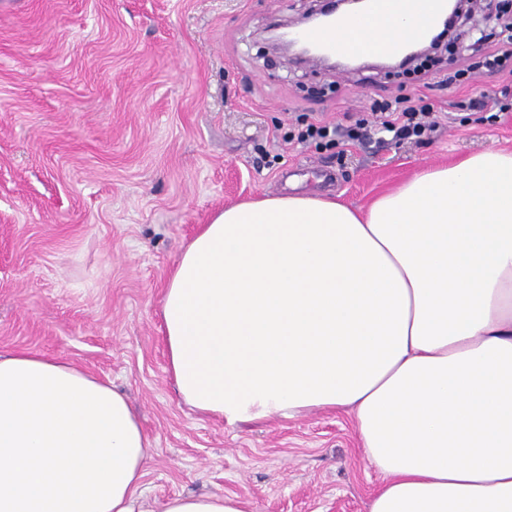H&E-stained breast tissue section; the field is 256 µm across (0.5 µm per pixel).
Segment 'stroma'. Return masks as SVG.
<instances>
[{"label":"stroma","mask_w":512,"mask_h":512,"mask_svg":"<svg viewBox=\"0 0 512 512\" xmlns=\"http://www.w3.org/2000/svg\"><path fill=\"white\" fill-rule=\"evenodd\" d=\"M307 0H0V352L58 356L111 382L152 446L158 500L216 493L253 512H367L380 481L353 416L231 426L185 406L167 368L160 302L200 225L282 192L366 207L425 167L512 148V110L480 121L505 77L482 65L495 22L475 11L460 48L404 75L328 74L267 52L262 32ZM469 68L456 92L442 73ZM426 96L431 140L344 130L374 103ZM338 126L337 143L291 139L295 116Z\"/></svg>","instance_id":"35a3bbf8"}]
</instances>
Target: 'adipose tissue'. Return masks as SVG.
Returning a JSON list of instances; mask_svg holds the SVG:
<instances>
[{
    "label": "adipose tissue",
    "instance_id": "1",
    "mask_svg": "<svg viewBox=\"0 0 512 512\" xmlns=\"http://www.w3.org/2000/svg\"><path fill=\"white\" fill-rule=\"evenodd\" d=\"M168 371L229 424L349 410L368 512H512V151L423 169L358 212L268 194L217 213L160 306ZM126 397L54 356L0 353V512H251L157 501Z\"/></svg>",
    "mask_w": 512,
    "mask_h": 512
}]
</instances>
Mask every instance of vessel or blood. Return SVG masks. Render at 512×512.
Wrapping results in <instances>:
<instances>
[{
  "instance_id": "1",
  "label": "vessel or blood",
  "mask_w": 512,
  "mask_h": 512,
  "mask_svg": "<svg viewBox=\"0 0 512 512\" xmlns=\"http://www.w3.org/2000/svg\"><path fill=\"white\" fill-rule=\"evenodd\" d=\"M446 13V0H369L360 18L339 15L327 27L303 29L298 36L331 54L397 57L425 39ZM363 26L375 30L374 39H360Z\"/></svg>"
}]
</instances>
